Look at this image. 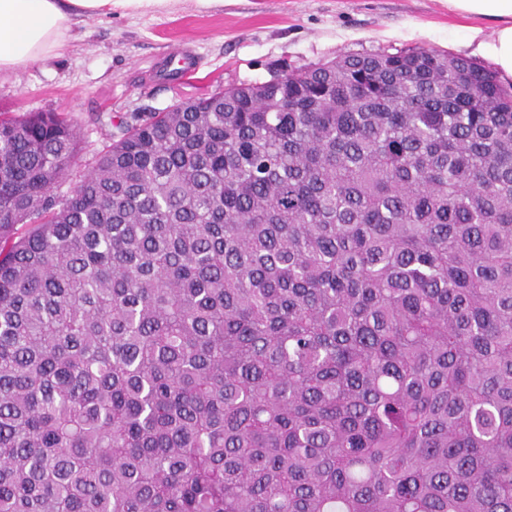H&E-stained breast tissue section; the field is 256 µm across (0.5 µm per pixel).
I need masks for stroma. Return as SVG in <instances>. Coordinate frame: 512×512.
I'll list each match as a JSON object with an SVG mask.
<instances>
[{
	"instance_id": "35a3bbf8",
	"label": "stroma",
	"mask_w": 512,
	"mask_h": 512,
	"mask_svg": "<svg viewBox=\"0 0 512 512\" xmlns=\"http://www.w3.org/2000/svg\"><path fill=\"white\" fill-rule=\"evenodd\" d=\"M474 24L448 0H166L119 8L87 20L63 51L1 76L0 109L68 115L81 138L78 175L107 145L111 116L160 112L341 52L419 47L462 56ZM184 45L200 67L162 77V62Z\"/></svg>"
}]
</instances>
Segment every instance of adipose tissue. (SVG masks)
Segmentation results:
<instances>
[{
  "instance_id": "1",
  "label": "adipose tissue",
  "mask_w": 512,
  "mask_h": 512,
  "mask_svg": "<svg viewBox=\"0 0 512 512\" xmlns=\"http://www.w3.org/2000/svg\"><path fill=\"white\" fill-rule=\"evenodd\" d=\"M158 0H0V75L62 50L75 27L92 17L111 16L113 8L150 6ZM463 16L495 21L491 35L471 29L472 56L491 61L499 80L512 83V0H448Z\"/></svg>"
}]
</instances>
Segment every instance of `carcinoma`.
<instances>
[{"label": "carcinoma", "mask_w": 512, "mask_h": 512, "mask_svg": "<svg viewBox=\"0 0 512 512\" xmlns=\"http://www.w3.org/2000/svg\"><path fill=\"white\" fill-rule=\"evenodd\" d=\"M113 127L60 194L73 121L0 112V512H512V84L342 53Z\"/></svg>", "instance_id": "carcinoma-1"}]
</instances>
